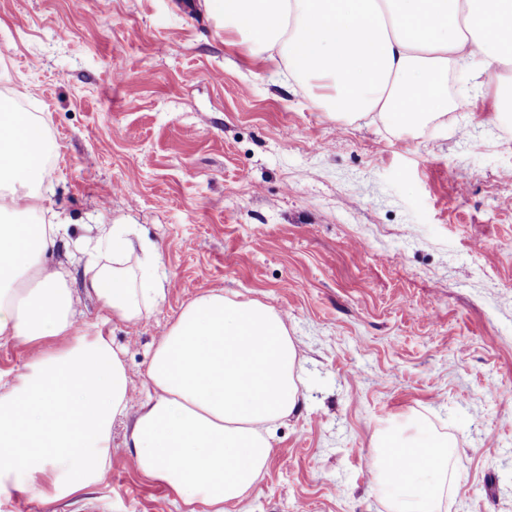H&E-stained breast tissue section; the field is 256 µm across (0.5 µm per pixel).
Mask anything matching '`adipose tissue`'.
Returning a JSON list of instances; mask_svg holds the SVG:
<instances>
[{
  "instance_id": "obj_1",
  "label": "adipose tissue",
  "mask_w": 512,
  "mask_h": 512,
  "mask_svg": "<svg viewBox=\"0 0 512 512\" xmlns=\"http://www.w3.org/2000/svg\"><path fill=\"white\" fill-rule=\"evenodd\" d=\"M226 42L317 107L353 122L371 113L410 131L448 115V76L494 87L512 111V0H202ZM0 96V343L31 349L0 381V495L53 502L101 482L112 426L128 423L133 469L181 500L184 512H225L263 477L277 424L300 402L298 352L282 312L254 299L200 294L154 345L149 397L131 406L121 350L75 319L82 298L107 321L135 322L164 300L155 247L110 225L80 288L49 255L64 229L42 187L55 151L50 129ZM136 268H129V258ZM374 451L389 512H442L453 443L424 430ZM428 469L433 480L418 485Z\"/></svg>"
}]
</instances>
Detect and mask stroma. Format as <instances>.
Segmentation results:
<instances>
[{
  "label": "stroma",
  "mask_w": 512,
  "mask_h": 512,
  "mask_svg": "<svg viewBox=\"0 0 512 512\" xmlns=\"http://www.w3.org/2000/svg\"><path fill=\"white\" fill-rule=\"evenodd\" d=\"M17 87L57 146L44 205L68 220L51 258L71 286L76 243L114 222L156 245L171 281L135 323L78 309L122 350L132 403L195 296L288 317L301 403L228 512H387L370 449L411 417L455 444L447 512H512V126L493 89L465 80L447 125L395 133L313 108L225 45L198 0H0V94ZM125 431L98 485L0 496V512H181L133 471Z\"/></svg>",
  "instance_id": "1"
}]
</instances>
